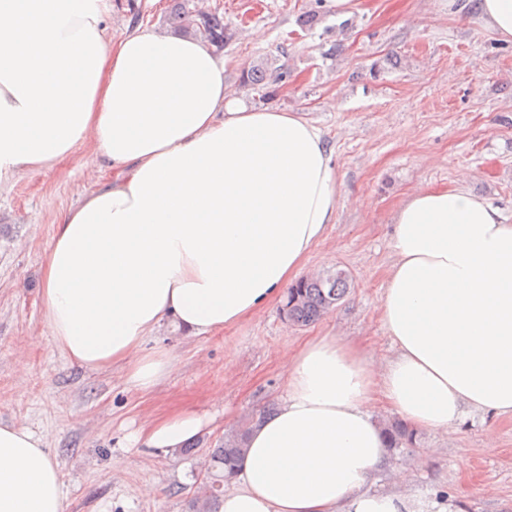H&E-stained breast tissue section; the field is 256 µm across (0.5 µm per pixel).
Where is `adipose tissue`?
Listing matches in <instances>:
<instances>
[{
    "instance_id": "ef3b65f1",
    "label": "adipose tissue",
    "mask_w": 512,
    "mask_h": 512,
    "mask_svg": "<svg viewBox=\"0 0 512 512\" xmlns=\"http://www.w3.org/2000/svg\"><path fill=\"white\" fill-rule=\"evenodd\" d=\"M200 40L136 27L107 42L101 0H0V185L92 143L111 180L59 217L45 319L91 368L151 389L172 358L143 354L173 325L203 336L261 312L336 221L322 133L229 91ZM382 325L394 352L333 336L284 360L287 391L249 433L220 512H413L369 486L389 460L383 401L411 428L512 416V224L466 185L408 196L394 215ZM185 410L143 427L153 448L195 438ZM0 512H64L41 440L0 425Z\"/></svg>"
}]
</instances>
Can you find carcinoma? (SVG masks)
<instances>
[{
  "mask_svg": "<svg viewBox=\"0 0 512 512\" xmlns=\"http://www.w3.org/2000/svg\"><path fill=\"white\" fill-rule=\"evenodd\" d=\"M171 23L186 34L203 35L218 51L223 50L230 39L224 16L212 11L192 10L184 3L172 10ZM246 76L247 85L264 98L274 96L280 86L287 84L291 73L284 66L272 68L260 61L247 70ZM350 288L349 275L342 269L297 281L288 288L283 303L288 321L301 327L316 323L347 296ZM258 418L257 413L246 417L238 429L225 435L219 446L209 452L203 493L190 499L189 512H218L224 483L233 477L235 462L245 451L247 436ZM385 431L391 448L413 444L414 432L400 422L388 424Z\"/></svg>",
  "mask_w": 512,
  "mask_h": 512,
  "instance_id": "obj_1",
  "label": "carcinoma"
}]
</instances>
